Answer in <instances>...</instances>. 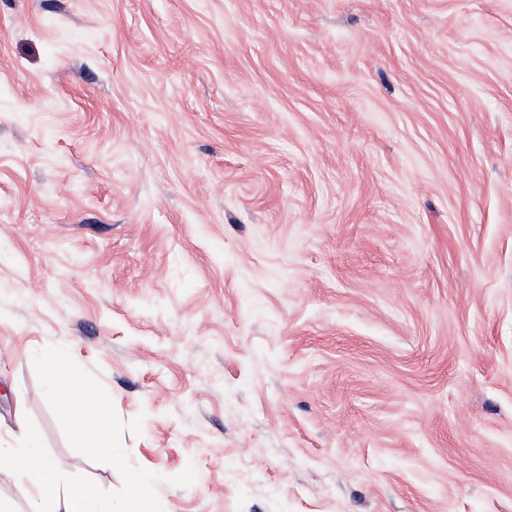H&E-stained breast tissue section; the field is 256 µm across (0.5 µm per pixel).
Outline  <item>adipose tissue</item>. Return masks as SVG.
Wrapping results in <instances>:
<instances>
[{"label": "adipose tissue", "mask_w": 512, "mask_h": 512, "mask_svg": "<svg viewBox=\"0 0 512 512\" xmlns=\"http://www.w3.org/2000/svg\"><path fill=\"white\" fill-rule=\"evenodd\" d=\"M46 369L53 380V396L77 443L91 452L110 447L111 393L89 385L61 357L48 358ZM1 457L11 460L15 474L30 487L31 512H111L93 495L67 490L64 470L57 462L37 461L29 452L10 448H0Z\"/></svg>", "instance_id": "obj_1"}]
</instances>
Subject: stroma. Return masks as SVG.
<instances>
[{
	"label": "stroma",
	"instance_id": "stroma-1",
	"mask_svg": "<svg viewBox=\"0 0 512 512\" xmlns=\"http://www.w3.org/2000/svg\"><path fill=\"white\" fill-rule=\"evenodd\" d=\"M29 434L116 507L142 474L169 512H512V0H0ZM46 369L53 380V397L59 402L62 417L71 423L81 448L90 452L111 448L112 394L89 385L59 356L48 358Z\"/></svg>",
	"mask_w": 512,
	"mask_h": 512
}]
</instances>
